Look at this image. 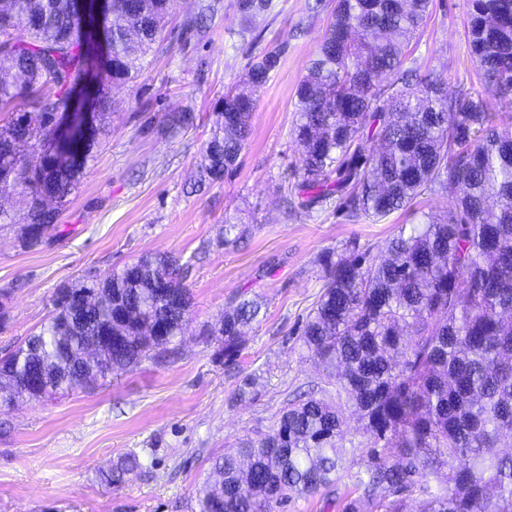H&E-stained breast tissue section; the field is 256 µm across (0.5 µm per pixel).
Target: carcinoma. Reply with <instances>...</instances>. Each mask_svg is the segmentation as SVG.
Instances as JSON below:
<instances>
[{"label":"carcinoma","mask_w":512,"mask_h":512,"mask_svg":"<svg viewBox=\"0 0 512 512\" xmlns=\"http://www.w3.org/2000/svg\"><path fill=\"white\" fill-rule=\"evenodd\" d=\"M96 39L83 36L72 0L0 4V194L27 199L23 241L60 235L56 210L77 188L111 115L112 88L136 79L175 0H109ZM430 0H337L328 30L296 91L291 135L299 150L291 205L309 210L337 195L352 221H381L423 192L448 195L444 215L400 230L368 258L352 244L323 256L325 283L298 336L322 368L318 394L288 404L267 433L214 462L197 512H277L292 494L348 479L376 512H512V0H468V48L479 86L454 96L444 79L403 68ZM271 0H238L251 16ZM276 46L225 93L200 180L232 169L250 134L254 90L282 63ZM93 107L92 134L64 157L53 118ZM43 156L29 167L23 152ZM61 287L80 295L71 316L54 291L53 314L3 361L14 385L0 406L67 391L168 351L191 308L179 261L147 254ZM262 305L242 299L211 336L224 358ZM373 437L365 467H344L346 416ZM421 508L411 507L413 497Z\"/></svg>","instance_id":"cac0c4a2"}]
</instances>
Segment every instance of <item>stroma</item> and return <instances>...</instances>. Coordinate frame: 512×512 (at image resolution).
<instances>
[{
  "label": "stroma",
  "mask_w": 512,
  "mask_h": 512,
  "mask_svg": "<svg viewBox=\"0 0 512 512\" xmlns=\"http://www.w3.org/2000/svg\"><path fill=\"white\" fill-rule=\"evenodd\" d=\"M309 2L272 0L270 10L245 20L237 0H215L203 29L188 33L184 23L198 0H176L139 77L112 92V132L61 208L62 237L24 247L25 201L0 195L11 217L0 224V288L10 291L0 357L39 331L61 283L146 253L178 257L193 294L175 355L151 350L95 386L0 407V512H191L214 458L233 453L238 438L268 431L296 390L321 380L301 358L297 334L322 291V254L355 243L376 256L402 225L447 211V195L428 191L376 224L350 223L332 203L288 215L282 186L298 161L290 136L295 90L336 4L323 0L314 13ZM467 22V0H431L405 67L441 75L452 94L477 87ZM276 46L286 54L255 93L236 167L195 189L211 113L253 57ZM176 112L192 113L193 125L170 127ZM238 224L249 229L241 240ZM241 297L262 310L231 365L220 338L204 329ZM129 454L141 469L105 482ZM353 496L341 483L292 496L280 512H343Z\"/></svg>",
  "instance_id": "35a3bbf8"
}]
</instances>
